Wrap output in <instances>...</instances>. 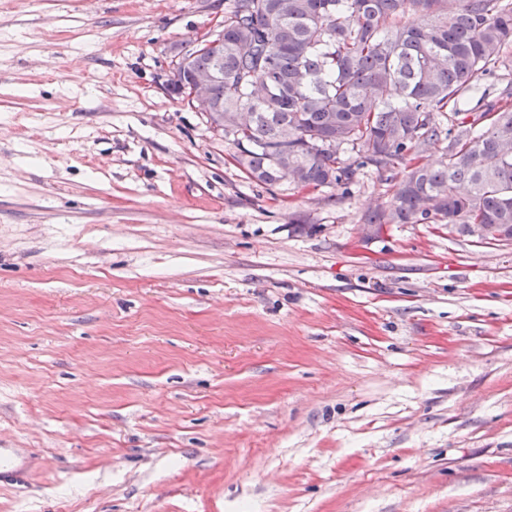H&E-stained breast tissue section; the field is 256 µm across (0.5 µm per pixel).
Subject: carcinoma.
<instances>
[{"label": "carcinoma", "instance_id": "cac0c4a2", "mask_svg": "<svg viewBox=\"0 0 512 512\" xmlns=\"http://www.w3.org/2000/svg\"><path fill=\"white\" fill-rule=\"evenodd\" d=\"M422 12L425 23L402 21ZM512 44V0H231L224 51L191 53L224 112L220 137L246 178L322 192L367 165L402 168L391 205L366 224L512 225V106L489 105L465 125L480 75ZM461 128L444 160L423 152L441 119ZM288 139V156L273 150ZM358 159L343 158L346 150Z\"/></svg>", "mask_w": 512, "mask_h": 512}]
</instances>
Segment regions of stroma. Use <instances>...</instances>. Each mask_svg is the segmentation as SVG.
Segmentation results:
<instances>
[{"instance_id": "35a3bbf8", "label": "stroma", "mask_w": 512, "mask_h": 512, "mask_svg": "<svg viewBox=\"0 0 512 512\" xmlns=\"http://www.w3.org/2000/svg\"><path fill=\"white\" fill-rule=\"evenodd\" d=\"M230 0H0V512H512V245L251 182L167 85Z\"/></svg>"}]
</instances>
